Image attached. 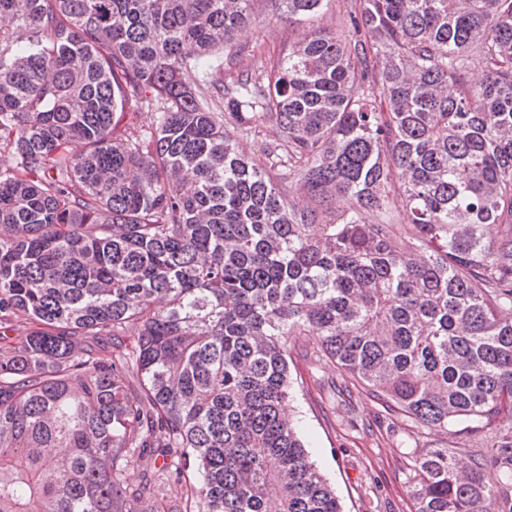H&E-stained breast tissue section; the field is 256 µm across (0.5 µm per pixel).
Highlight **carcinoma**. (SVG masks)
Returning a JSON list of instances; mask_svg holds the SVG:
<instances>
[{"mask_svg":"<svg viewBox=\"0 0 512 512\" xmlns=\"http://www.w3.org/2000/svg\"><path fill=\"white\" fill-rule=\"evenodd\" d=\"M251 2L0 0V512H343L298 336L487 436L415 449L414 512H512V0H346L338 33L272 0L269 66ZM299 29L294 26H288L287 20L277 21L276 19L265 27H256L250 25L247 31L243 32L239 42L251 47L260 45L257 52L261 54L263 61L269 62V59L276 58L282 50L288 48V41L297 37Z\"/></svg>","mask_w":512,"mask_h":512,"instance_id":"carcinoma-1","label":"carcinoma"}]
</instances>
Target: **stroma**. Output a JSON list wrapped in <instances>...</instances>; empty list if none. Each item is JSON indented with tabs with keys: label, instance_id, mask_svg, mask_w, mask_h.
<instances>
[{
	"label": "stroma",
	"instance_id": "obj_1",
	"mask_svg": "<svg viewBox=\"0 0 512 512\" xmlns=\"http://www.w3.org/2000/svg\"><path fill=\"white\" fill-rule=\"evenodd\" d=\"M298 28L272 20L243 32L241 43L276 58ZM315 342L300 338L288 360L290 404L305 447L344 512H411L407 477L414 447H436L439 438H414L409 421L390 411L337 365L316 360Z\"/></svg>",
	"mask_w": 512,
	"mask_h": 512
}]
</instances>
